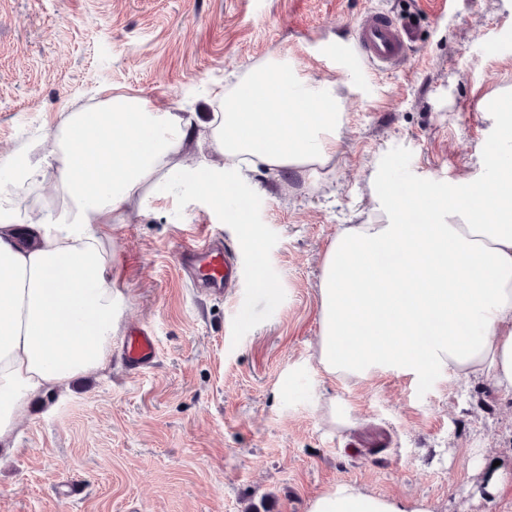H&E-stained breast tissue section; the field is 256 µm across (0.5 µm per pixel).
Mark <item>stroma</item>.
I'll return each instance as SVG.
<instances>
[{"instance_id": "obj_1", "label": "stroma", "mask_w": 512, "mask_h": 512, "mask_svg": "<svg viewBox=\"0 0 512 512\" xmlns=\"http://www.w3.org/2000/svg\"><path fill=\"white\" fill-rule=\"evenodd\" d=\"M416 7L420 39L394 71L330 56L365 12ZM271 54L335 81L346 113L335 167L233 185L255 243L182 181L116 225L128 290L112 369L33 405L0 457V512H307L340 482L416 493L438 512H512L467 471L477 458L489 473L512 465V401L488 382L354 383L313 358L323 255L374 208L372 172L407 170L429 190L492 176L500 127L485 103L512 101V0H454L443 14L431 0H0V150L42 139L104 88L206 115L212 84ZM207 233L241 252L245 277L230 297L198 295L180 276L178 248ZM140 327L158 353L133 374L120 351ZM331 397L350 408L349 426L329 422ZM70 481L81 498L58 496Z\"/></svg>"}]
</instances>
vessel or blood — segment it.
Listing matches in <instances>:
<instances>
[{
  "instance_id": "b4317fda",
  "label": "vessel or blood",
  "mask_w": 512,
  "mask_h": 512,
  "mask_svg": "<svg viewBox=\"0 0 512 512\" xmlns=\"http://www.w3.org/2000/svg\"><path fill=\"white\" fill-rule=\"evenodd\" d=\"M417 30L414 19H400L383 10H370L355 22L349 51L360 63L387 72L402 62ZM177 259L194 282L216 292L232 286L242 277L238 250L224 243L206 240L182 247ZM122 355L130 371L142 372L157 356L155 336L142 328L131 331L122 346Z\"/></svg>"
}]
</instances>
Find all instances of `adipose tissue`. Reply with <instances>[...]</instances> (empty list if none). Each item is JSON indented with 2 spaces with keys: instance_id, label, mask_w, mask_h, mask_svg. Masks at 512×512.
Listing matches in <instances>:
<instances>
[{
  "instance_id": "1",
  "label": "adipose tissue",
  "mask_w": 512,
  "mask_h": 512,
  "mask_svg": "<svg viewBox=\"0 0 512 512\" xmlns=\"http://www.w3.org/2000/svg\"><path fill=\"white\" fill-rule=\"evenodd\" d=\"M206 122L115 89L94 112H73L47 132L51 149L0 154V444L9 445L31 400L112 366V339L126 302L112 229L147 213L176 171H188L211 209L226 181L257 166L317 173L336 162L344 105L330 80L301 77L277 55L213 89ZM493 180L460 179L448 190L374 182L376 218L342 228L316 285L315 361L328 375L364 382L398 373L482 379L512 397V165L492 156ZM36 183L64 199L56 211L24 208ZM419 212L422 221L409 223ZM25 226L27 244L16 229ZM447 251V264L433 257ZM403 262L381 270L380 252ZM308 512H435L419 495L382 494L341 482Z\"/></svg>"
}]
</instances>
